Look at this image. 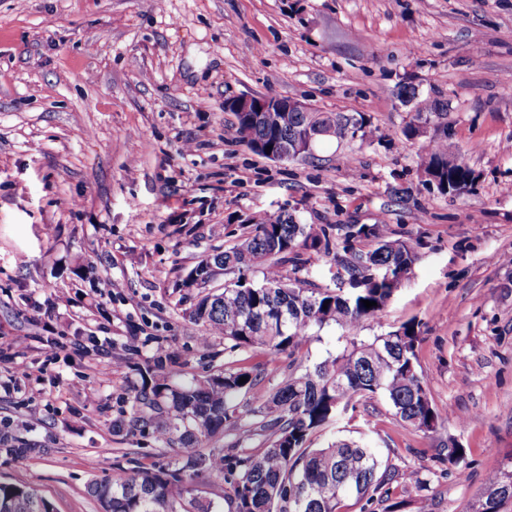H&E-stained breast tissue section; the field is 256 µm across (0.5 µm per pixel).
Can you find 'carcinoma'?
Instances as JSON below:
<instances>
[{
	"instance_id": "carcinoma-1",
	"label": "carcinoma",
	"mask_w": 512,
	"mask_h": 512,
	"mask_svg": "<svg viewBox=\"0 0 512 512\" xmlns=\"http://www.w3.org/2000/svg\"><path fill=\"white\" fill-rule=\"evenodd\" d=\"M416 107L405 130L408 137L419 136L423 123L442 118L446 110L441 100L430 97L418 99ZM254 116L234 113L240 140L251 150L258 141L274 147L303 124L332 129L319 143L366 136L359 114L283 112L277 127ZM429 145L424 169L432 172L441 191L463 194L471 171L454 160L455 145L448 134ZM366 240L375 246L362 248ZM301 248L333 255L348 277L349 290L309 287L298 276L305 266ZM416 259L415 248L381 224H301L284 210L272 221L253 222L251 231L232 247L213 250L196 268L222 260L224 274L232 279L223 291L202 296L190 310V317L208 332L201 342L220 336L228 354L247 349L285 354L288 375L269 387L257 368L240 367L177 382L167 369L175 357L159 356L134 389L130 412L112 429L127 434L153 430L182 466L171 470L155 464L112 480L94 479L87 494L106 512H343L351 497L362 503L363 512H376L389 499L394 479L381 469L376 450L347 440L313 448L311 437L374 395L384 396L403 424L424 432L434 429L444 412L417 371L414 325L368 341L350 338L341 351L302 372L293 365L312 328L335 324L354 330L378 319L393 296V282L404 278ZM285 263L291 264L293 276L282 273ZM258 267L264 282L255 286L248 272ZM365 300L376 305L368 309ZM218 433L231 437L230 442L219 451H204L200 436ZM257 435L265 437L259 448L252 446ZM204 473L224 482L220 500L193 495L191 480ZM509 500L512 470L492 472L480 512H500ZM0 512L52 509L37 491L1 481Z\"/></svg>"
}]
</instances>
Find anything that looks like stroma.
Wrapping results in <instances>:
<instances>
[{"label": "stroma", "mask_w": 512, "mask_h": 512, "mask_svg": "<svg viewBox=\"0 0 512 512\" xmlns=\"http://www.w3.org/2000/svg\"><path fill=\"white\" fill-rule=\"evenodd\" d=\"M411 83L449 104L473 173L441 193L407 138ZM298 98L365 117L372 141H325L274 162L243 145L227 98ZM193 150L184 153L182 145ZM512 0H0V430L28 448L0 481L53 512H100L94 478L179 461L151 433L117 434L156 356L178 377L286 357L224 354L180 283L261 213L303 224H385L418 258L368 340L414 325L416 367L448 418L422 432L383 396L342 413L320 448L351 439L395 472L396 512H478L486 476L512 470ZM121 281L105 296L101 281ZM344 345L312 329L309 367ZM465 450L443 470L439 446ZM427 473L425 490L412 485Z\"/></svg>", "instance_id": "stroma-1"}]
</instances>
